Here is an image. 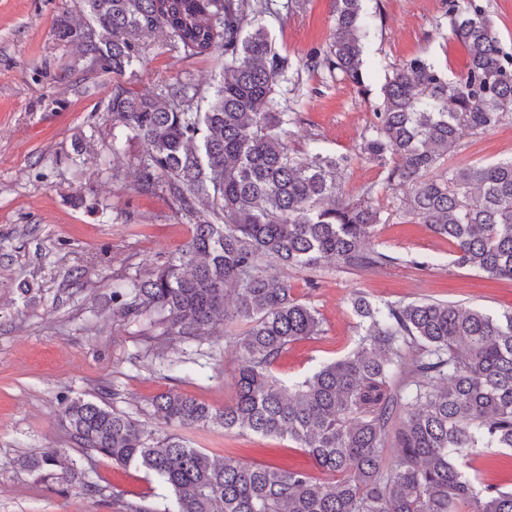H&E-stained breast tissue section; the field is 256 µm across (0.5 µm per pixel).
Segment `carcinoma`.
<instances>
[{"mask_svg": "<svg viewBox=\"0 0 512 512\" xmlns=\"http://www.w3.org/2000/svg\"><path fill=\"white\" fill-rule=\"evenodd\" d=\"M362 0H336L329 44L304 66L339 72L367 90ZM451 34L466 47L456 78L416 56L392 68L359 154L408 189L404 213L452 245L453 264L512 280V158L475 163L458 155L464 136L512 116V53L501 45L484 0H445ZM87 21L59 20L56 33L90 65L115 77L140 62L139 40L158 31L188 57L224 53L206 105L189 83L135 91L118 82L106 111L139 140V188L167 193L196 220L188 242L143 278L112 290V313L145 321V353L165 360L179 344L217 329L239 354L235 396L212 409L180 392L152 408L176 433L158 436L103 401L64 402L69 439L165 487L159 511L127 512H512V490L476 486L468 459L512 450V312L453 302L377 303L352 298L362 333L346 356L290 388L272 373L288 345L322 332L314 309L291 294L277 268L323 263L362 270L395 258L368 247L381 211L375 186L350 198L351 158L288 147L292 113L277 99L287 58L272 47L262 16L269 0H78ZM286 437L318 468L320 481L189 444L199 425ZM43 480L84 477L47 448L21 461Z\"/></svg>", "mask_w": 512, "mask_h": 512, "instance_id": "1", "label": "carcinoma"}]
</instances>
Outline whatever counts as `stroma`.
<instances>
[{"label":"stroma","mask_w":512,"mask_h":512,"mask_svg":"<svg viewBox=\"0 0 512 512\" xmlns=\"http://www.w3.org/2000/svg\"><path fill=\"white\" fill-rule=\"evenodd\" d=\"M335 10V0H272L263 21L290 77L278 98L295 115L292 149L316 145L351 156L345 175L351 196L378 187L382 221L371 245L395 262L375 270L333 264L282 270L293 297L318 312L323 328L289 345L274 364V375L288 384L353 349L357 293L376 302L443 300L496 314L512 310V281L453 266L448 241L404 214V188L385 186L383 170L357 155L392 66L427 55L451 75L466 72L468 53L450 32L444 0H364L372 23L364 94L339 74L303 65L312 49L329 43ZM77 15L74 0H0V512H123L129 502L162 512L165 488L138 467L121 468L75 447L58 412L71 398L102 399L163 434L170 427L154 416L153 397L174 390L223 407L234 393L238 358L216 336L180 352L183 371L168 372L145 358L143 324L112 314L117 279L165 262L190 238L191 221L167 194L138 189L139 141L113 146L105 110L111 76L89 70L56 37L58 20ZM140 43L141 66L125 74V86L187 80L200 96H212L222 69L217 54L185 56L157 33ZM462 144L475 162L510 158L512 121ZM188 438L220 457L325 477L284 438L213 426ZM47 448L65 449L81 462L86 480L58 484L21 466L22 457ZM471 466L481 483L512 489V451L491 449ZM90 481L98 492L88 491Z\"/></svg>","instance_id":"35a3bbf8"}]
</instances>
